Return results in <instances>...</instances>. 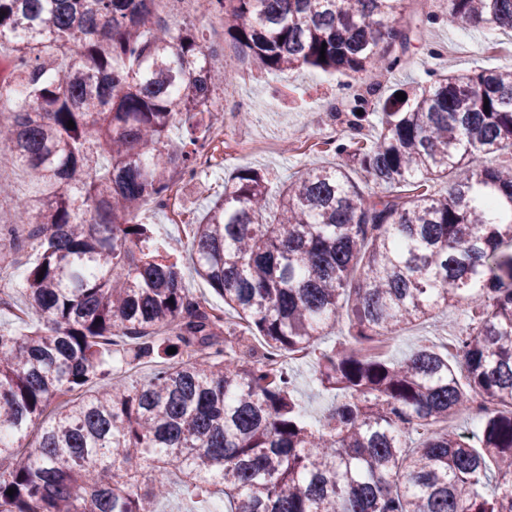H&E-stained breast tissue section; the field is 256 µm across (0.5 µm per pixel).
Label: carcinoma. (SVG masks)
Returning a JSON list of instances; mask_svg holds the SVG:
<instances>
[{
  "instance_id": "cac0c4a2",
  "label": "carcinoma",
  "mask_w": 512,
  "mask_h": 512,
  "mask_svg": "<svg viewBox=\"0 0 512 512\" xmlns=\"http://www.w3.org/2000/svg\"><path fill=\"white\" fill-rule=\"evenodd\" d=\"M402 2L211 5L259 71L356 77L402 64ZM153 4L0 0L23 88L0 107V149L51 190L0 224V240L38 248L23 288L42 321L0 330V512H156L169 487L152 473L169 469L195 503L223 495L225 512H512V166L478 163L512 153V65L388 97L375 139L354 149L373 194L309 163L271 214L265 174L237 170L192 233L218 310L192 299L139 219L194 175V128L220 119L198 37L159 24ZM445 15L512 29V0H446ZM353 102L357 130L369 99ZM427 180L448 188L430 194ZM457 305L456 352H374ZM161 350L150 379L116 381V364ZM304 351L333 398L318 421L292 367L267 363ZM476 397L492 408L475 444L452 420Z\"/></svg>"
}]
</instances>
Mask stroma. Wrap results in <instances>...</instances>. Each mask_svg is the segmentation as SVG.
<instances>
[{
  "mask_svg": "<svg viewBox=\"0 0 512 512\" xmlns=\"http://www.w3.org/2000/svg\"><path fill=\"white\" fill-rule=\"evenodd\" d=\"M443 11V0H404V22L421 23L423 36L412 42L408 66L383 84L382 95H389L398 87L415 90L430 70L492 68L512 58L507 53L512 47L511 31L481 26L458 29L441 19L425 22L427 13L441 15ZM156 15L173 29L185 24L193 26L211 65L224 69L229 83V93L224 97L228 108L224 123L273 144L270 151L249 155L225 150L223 160L211 168L203 184L184 181L183 223H168L161 209H150L145 215L157 241L180 259L190 295L205 298L210 306L220 308L224 305L221 297L192 271L190 237L193 223L222 192L225 178L246 166L267 172L276 184L314 160L327 167L344 166L365 192H375L376 187L365 178L353 157L336 155L330 149L333 139L351 135L347 124L327 114L329 103L346 99L348 76L326 74L306 66L275 76L261 75L253 71L232 38L224 32L215 33L203 17L162 7L157 8ZM244 112L249 115L245 121L240 118ZM465 319L462 307L456 306L440 312L438 321L407 327L392 354L402 358L419 344H441L446 330L456 329Z\"/></svg>",
  "mask_w": 512,
  "mask_h": 512,
  "instance_id": "obj_1",
  "label": "stroma"
}]
</instances>
